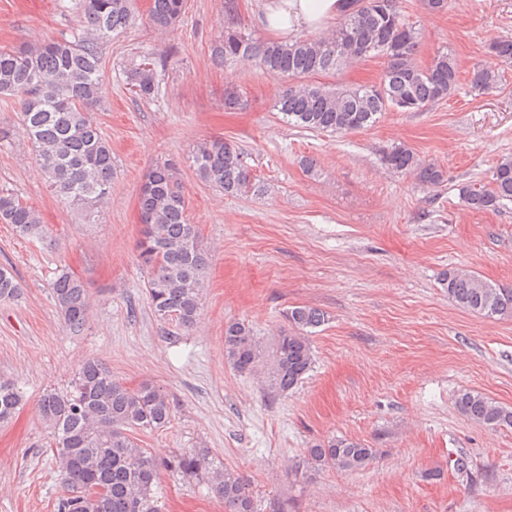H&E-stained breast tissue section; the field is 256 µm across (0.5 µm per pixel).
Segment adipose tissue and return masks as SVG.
Here are the masks:
<instances>
[{"mask_svg":"<svg viewBox=\"0 0 512 512\" xmlns=\"http://www.w3.org/2000/svg\"><path fill=\"white\" fill-rule=\"evenodd\" d=\"M350 6L351 0H264L261 21L287 43L300 32L329 29Z\"/></svg>","mask_w":512,"mask_h":512,"instance_id":"obj_1","label":"adipose tissue"}]
</instances>
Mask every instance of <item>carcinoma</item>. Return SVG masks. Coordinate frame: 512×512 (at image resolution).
I'll list each match as a JSON object with an SVG mask.
<instances>
[{
	"instance_id": "carcinoma-1",
	"label": "carcinoma",
	"mask_w": 512,
	"mask_h": 512,
	"mask_svg": "<svg viewBox=\"0 0 512 512\" xmlns=\"http://www.w3.org/2000/svg\"><path fill=\"white\" fill-rule=\"evenodd\" d=\"M184 0H152L150 22L160 30L178 23ZM82 32L71 39L44 41L21 50L0 49V95L18 99L17 128L0 127V140L20 137L30 144L50 188L79 206L102 201L112 187V147L93 117L98 104L102 47L116 32L130 27V0H72ZM421 38L406 24L397 0H355L354 8L320 38H299L289 44L258 41L240 31L226 30L213 49L226 65L240 55L256 58L275 75L302 78L341 66L381 58L385 68L373 85L330 89L316 84L286 88L275 107L288 123L314 131L347 133L374 126L390 110L422 112L447 98L457 87L459 67L450 53L437 54L430 65L418 63ZM489 55L512 63V38L489 46ZM499 72L491 66L474 68L472 84L489 91ZM138 98L158 95L157 63L145 57L129 76ZM388 169L412 177L417 184L437 188L444 183L439 165L421 159L412 149L394 145L383 155ZM196 176L204 183L238 196L256 187L244 155L224 138L196 145L192 153ZM464 205L474 211L498 210L512 201V156L495 166L491 186L460 189ZM141 219L138 258L147 269V292L154 313L175 318L189 328L198 318L208 260L199 245L195 225L188 222L185 192L178 165L168 160L147 172L139 195ZM0 222L16 233L42 240L48 229L39 213L11 193L0 192ZM442 284L448 299L472 313L487 317L512 316V287L494 285L459 268L450 267ZM18 284L0 268V299L14 297ZM55 305L69 329L80 332L88 315L87 288L80 277L59 274L53 282ZM289 330L263 345L245 322H233L224 332V356L235 370L266 376L268 389L284 394L311 370L313 353L304 331L325 321L313 307L287 312ZM23 401L22 392L0 382V423L12 419ZM458 411L489 429L512 427V410L490 398L465 390L456 399ZM43 420L52 430L58 471L72 495L58 500L55 512H158L159 470L206 483L222 500L225 512H259L246 478L224 468L208 448H183L160 462L132 436L170 423L174 412L168 394L151 382L130 388L112 377L99 360L83 363L74 384L65 391L50 389L39 403ZM374 457L369 445L330 438L305 449L301 466L307 471H354Z\"/></svg>"
}]
</instances>
